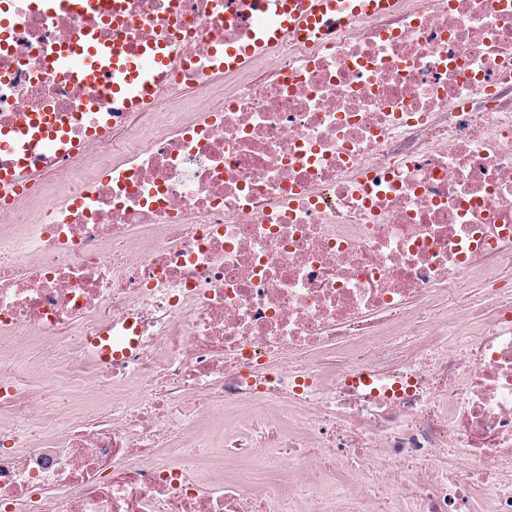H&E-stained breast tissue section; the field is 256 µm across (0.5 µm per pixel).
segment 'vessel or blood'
Returning <instances> with one entry per match:
<instances>
[{"mask_svg": "<svg viewBox=\"0 0 512 512\" xmlns=\"http://www.w3.org/2000/svg\"><path fill=\"white\" fill-rule=\"evenodd\" d=\"M261 19L249 28L245 39L224 48V68L232 71L248 66L282 40L312 43L331 27L345 28L353 22L394 12L396 0H259ZM58 70L72 80L99 88L113 104L134 110L150 98L167 76V59L157 48L128 54L123 42L103 43L85 33L57 57ZM67 130L55 113L40 112L9 135L0 134V149L22 166L34 146H66Z\"/></svg>", "mask_w": 512, "mask_h": 512, "instance_id": "obj_1", "label": "vessel or blood"}]
</instances>
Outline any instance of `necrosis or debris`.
<instances>
[{
	"instance_id": "4bbe7bcc",
	"label": "necrosis or debris",
	"mask_w": 512,
	"mask_h": 512,
	"mask_svg": "<svg viewBox=\"0 0 512 512\" xmlns=\"http://www.w3.org/2000/svg\"><path fill=\"white\" fill-rule=\"evenodd\" d=\"M6 12L0 130L74 149L0 192V512H512V0L235 71L225 0ZM84 31L152 101L87 111ZM56 66L72 80L99 88L113 105L128 111L150 98L168 77L167 58L156 47L131 55L123 42L102 43L89 32L60 52ZM68 131L61 126L54 112H39L32 114L30 120L5 137L0 134V148L14 157L12 165L2 167L1 180L6 181L5 170L10 171L14 166L22 167L25 156L35 146L48 148L59 145L63 150L69 143Z\"/></svg>"
}]
</instances>
